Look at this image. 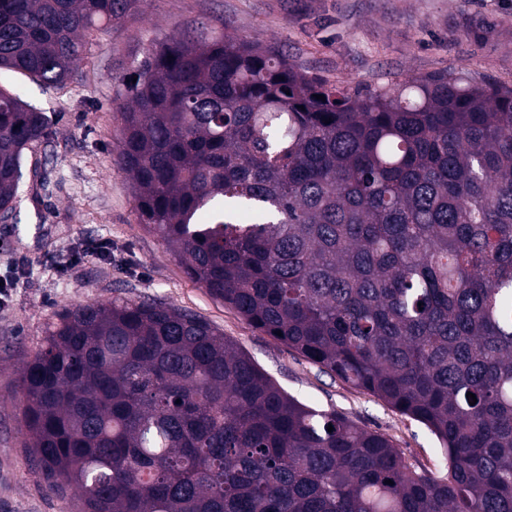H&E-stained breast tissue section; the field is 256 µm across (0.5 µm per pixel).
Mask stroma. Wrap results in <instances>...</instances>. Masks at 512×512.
<instances>
[{
  "instance_id": "35a3bbf8",
  "label": "stroma",
  "mask_w": 512,
  "mask_h": 512,
  "mask_svg": "<svg viewBox=\"0 0 512 512\" xmlns=\"http://www.w3.org/2000/svg\"><path fill=\"white\" fill-rule=\"evenodd\" d=\"M206 20L216 33L276 44L332 84L376 91L450 73L512 86V0H135L124 20L96 34L77 82L48 88L1 73L0 84L48 116L53 135L25 150L19 221L0 222V279L14 283L0 297V512H79L77 494L53 493L29 458L20 379L57 314L92 300L155 299L190 312L302 403L384 434L413 470L446 473L423 424L255 330L138 224L132 184L116 165L112 98L133 75L140 45ZM97 241L111 243L108 256L88 255Z\"/></svg>"
}]
</instances>
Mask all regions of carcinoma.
Here are the masks:
<instances>
[{
	"label": "carcinoma",
	"instance_id": "1",
	"mask_svg": "<svg viewBox=\"0 0 512 512\" xmlns=\"http://www.w3.org/2000/svg\"><path fill=\"white\" fill-rule=\"evenodd\" d=\"M128 7L0 0V71L60 87ZM135 77L115 112L138 223L255 329L423 424L446 474L289 395L206 321L115 300L66 310L24 364L51 487L81 512H512V87L350 91L204 31ZM50 135L0 85L1 222Z\"/></svg>",
	"mask_w": 512,
	"mask_h": 512
}]
</instances>
